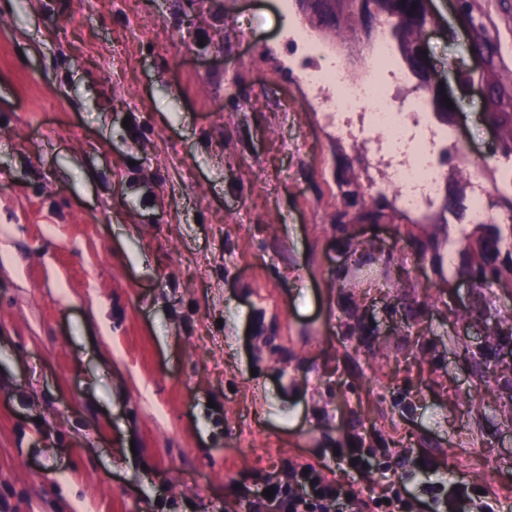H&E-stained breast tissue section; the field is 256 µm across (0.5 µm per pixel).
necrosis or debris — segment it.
<instances>
[{"label": "necrosis or debris", "mask_w": 512, "mask_h": 512, "mask_svg": "<svg viewBox=\"0 0 512 512\" xmlns=\"http://www.w3.org/2000/svg\"><path fill=\"white\" fill-rule=\"evenodd\" d=\"M299 44L312 64L302 71L311 88L330 82L335 99H322L321 104L335 112L336 123L353 139L367 138L377 130L381 139L372 141L374 155L386 157L389 176L372 182L374 193L394 194L398 204L411 213L423 212L442 192L447 167L442 163L445 148H452L451 159L469 163L473 177V195L468 204L471 219L479 222L499 220L490 205L500 191H512V163L503 164L485 157L470 162L459 150L455 130L442 129L430 122L431 103L423 92L403 97L399 88L406 81L399 67L385 25H378L367 49V64L360 74H352L347 66L344 46L329 50L301 35Z\"/></svg>", "instance_id": "necrosis-or-debris-1"}]
</instances>
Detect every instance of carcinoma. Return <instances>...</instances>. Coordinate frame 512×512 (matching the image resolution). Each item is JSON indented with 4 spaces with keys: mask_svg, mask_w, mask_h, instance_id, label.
<instances>
[{
    "mask_svg": "<svg viewBox=\"0 0 512 512\" xmlns=\"http://www.w3.org/2000/svg\"><path fill=\"white\" fill-rule=\"evenodd\" d=\"M431 0H373L376 21L384 20L389 25L391 41L395 43L400 54L401 63L409 74L417 80L416 88L431 91L433 83L438 79L434 70H422L417 65L414 46L421 30L434 20L430 9ZM462 14L468 18L470 26L469 51L479 55L484 62V80L487 85L484 119L493 122L499 130L498 141L493 146V153L499 158L512 160V86L504 83L499 65L497 40L482 17L474 15L470 0H460ZM317 26L323 32L338 36L350 31L356 32L362 20V11L354 10L350 14L338 18L329 11L316 15ZM339 189L345 209L336 212L333 229L336 236L343 239L355 256V262L367 257H379L382 263V278L369 282L368 287L377 288L387 296L398 300L403 299L400 289L405 287L400 278L390 275L394 256H379V249L372 241H359L349 233L350 225L346 224L347 208L361 207L360 220L371 224L385 221L387 208L386 198H370L365 200L360 193L358 177L351 169L339 175ZM457 241L456 257L453 262L445 259V250L449 240ZM419 258L431 259L440 273L448 274V280L465 278L471 287L482 291L485 289L507 288L512 285V224L475 223L455 224L446 228L440 240L416 241ZM357 310L353 297L347 298L343 309L346 318V335L357 348L371 336L374 330L355 317ZM391 314L397 326L408 330L419 318V313L409 303L393 306ZM483 324L484 333L496 337L502 344L488 352H474L468 344H463L464 359L473 364L480 379L490 378L506 368L512 372V363L502 360L504 350L512 352V319L502 316H491L484 309L478 311Z\"/></svg>",
    "mask_w": 512,
    "mask_h": 512,
    "instance_id": "1",
    "label": "carcinoma"
}]
</instances>
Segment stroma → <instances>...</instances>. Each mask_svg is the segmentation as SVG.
I'll use <instances>...</instances> for the list:
<instances>
[{
	"instance_id": "stroma-1",
	"label": "stroma",
	"mask_w": 512,
	"mask_h": 512,
	"mask_svg": "<svg viewBox=\"0 0 512 512\" xmlns=\"http://www.w3.org/2000/svg\"><path fill=\"white\" fill-rule=\"evenodd\" d=\"M512 84V0H471ZM429 54L473 158L494 134L450 69L469 31L433 0ZM298 0H0V512H248L260 473L349 477L351 448L430 488L512 512V390L484 388L452 295L414 236L353 224L408 273L420 324L360 292L351 351L332 228L336 170L368 147L299 84ZM357 310L353 297L347 298V304L343 309L344 317L346 318L345 325L347 327L346 336H350L353 341V348L357 347L365 340L364 336H372L374 330L363 323L362 320L355 318Z\"/></svg>"
}]
</instances>
